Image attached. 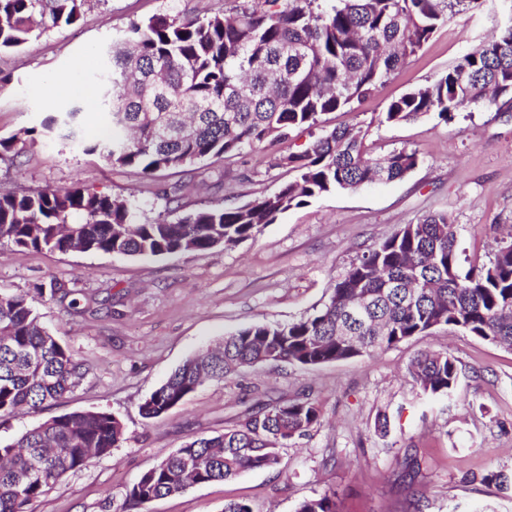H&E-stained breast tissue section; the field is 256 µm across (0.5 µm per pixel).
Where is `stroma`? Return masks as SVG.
Wrapping results in <instances>:
<instances>
[{
  "instance_id": "35a3bbf8",
  "label": "stroma",
  "mask_w": 512,
  "mask_h": 512,
  "mask_svg": "<svg viewBox=\"0 0 512 512\" xmlns=\"http://www.w3.org/2000/svg\"><path fill=\"white\" fill-rule=\"evenodd\" d=\"M224 8V0H91L77 24L0 52V139L13 141L0 155V193L77 186L129 197L141 220L173 221L205 206L246 203L291 180L274 160L300 151L310 139L305 130L268 151L247 148L149 177L76 151L66 129L39 130L45 117L78 102L55 87V77L71 72L96 89L107 51L130 23ZM511 21L512 0L454 16L354 110L327 114V128L367 129L373 153L416 150L420 164L402 180L316 197L229 249L134 258L0 245V293L26 295L85 370L58 403L0 419V444L81 410L108 411L125 430L118 448L69 474L31 512H126L129 490L162 458L235 427L255 402L296 396L315 404L320 422L282 449L277 468L196 484L144 512H222L231 500L248 502L253 512H295L300 501L326 491L335 494L337 512H412L415 491L424 512H512V491L483 481L491 470L512 474V350L461 331L437 329L314 370L268 363L205 381L159 418L140 413L185 359L244 326L313 313L368 247L425 214L444 212L458 224L463 264L488 261L490 225H512V103L473 106L450 123L376 118ZM172 187L174 201L165 196ZM428 347L457 361L452 398H426L408 373L411 358ZM381 417L389 422L385 435L375 430Z\"/></svg>"
}]
</instances>
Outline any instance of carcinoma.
Listing matches in <instances>:
<instances>
[{
    "mask_svg": "<svg viewBox=\"0 0 512 512\" xmlns=\"http://www.w3.org/2000/svg\"><path fill=\"white\" fill-rule=\"evenodd\" d=\"M488 0H234L229 12L153 17L112 47L93 141L75 147L152 175L164 168L264 150L296 127L369 96L432 34ZM88 0H0V52L76 24ZM512 100V22L448 71L391 101L379 122L433 115L448 123L466 103ZM82 108L50 116L45 132L78 124ZM402 147L375 155L360 127L322 130L278 159L296 172L263 197L234 207L207 206L175 221L139 223L133 203L82 187L0 193V243L34 250L161 256L233 246L308 200L336 190L401 179L419 165ZM363 304L364 315L350 311ZM463 331L512 349V234L496 241L489 263L462 267L457 227L433 213L370 247L313 314L288 324L256 323L224 339L218 352L176 368L140 406L144 418L167 413L207 377L288 362L306 369L369 355L432 330ZM409 373L430 399L449 398L456 360L423 350ZM82 364L39 323L23 295H0V416L38 412L84 379ZM309 400L261 403L224 433L198 438L144 472L128 500L138 508L191 484L271 469L280 449L319 423ZM124 437L104 410L54 416L0 445V512L28 507L67 474L111 453ZM296 512H336L335 494L299 503Z\"/></svg>",
    "mask_w": 512,
    "mask_h": 512,
    "instance_id": "carcinoma-1",
    "label": "carcinoma"
}]
</instances>
